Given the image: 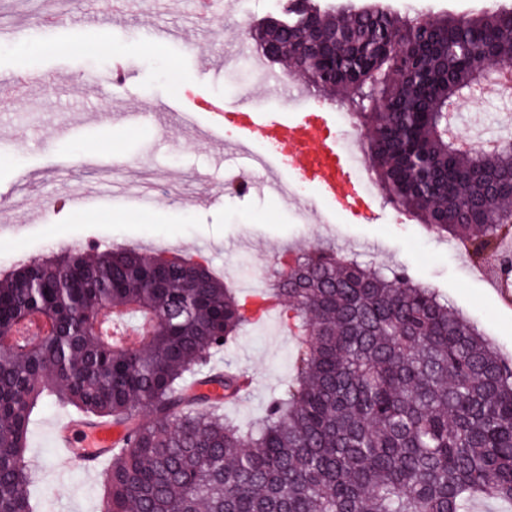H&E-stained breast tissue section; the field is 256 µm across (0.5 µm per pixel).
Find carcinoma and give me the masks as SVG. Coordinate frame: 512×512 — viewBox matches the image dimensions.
Returning <instances> with one entry per match:
<instances>
[{"mask_svg":"<svg viewBox=\"0 0 512 512\" xmlns=\"http://www.w3.org/2000/svg\"><path fill=\"white\" fill-rule=\"evenodd\" d=\"M250 31L308 88L339 94L388 201L472 257L512 233V151L457 150L448 113L512 58V8L400 16L288 0ZM269 302L300 350L288 387L244 429L209 367ZM99 321V331L91 323ZM0 512H35L26 442L43 399L124 424L105 512H472L512 508V365L407 269L330 246L254 300L203 264L108 246L31 259L0 280Z\"/></svg>","mask_w":512,"mask_h":512,"instance_id":"1","label":"carcinoma"}]
</instances>
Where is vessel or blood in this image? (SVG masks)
Here are the masks:
<instances>
[{"instance_id":"obj_1","label":"vessel or blood","mask_w":512,"mask_h":512,"mask_svg":"<svg viewBox=\"0 0 512 512\" xmlns=\"http://www.w3.org/2000/svg\"><path fill=\"white\" fill-rule=\"evenodd\" d=\"M184 122L210 143L224 140L225 124L236 128L240 156L249 167L266 171L268 192L281 193L286 172L312 183L320 198L353 214L370 209L372 197L354 175L352 161L336 146L329 114L310 110L269 112L253 105L220 104L206 112L183 113ZM60 455L87 472L102 473L115 448L121 447L125 430L112 422L92 423L63 416L53 427Z\"/></svg>"}]
</instances>
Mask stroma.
Segmentation results:
<instances>
[{"instance_id":"35a3bbf8","label":"stroma","mask_w":512,"mask_h":512,"mask_svg":"<svg viewBox=\"0 0 512 512\" xmlns=\"http://www.w3.org/2000/svg\"><path fill=\"white\" fill-rule=\"evenodd\" d=\"M284 0H221L195 24V0H135L101 24L80 18V0H0V84L32 76L36 85L0 106V278L23 261L64 249L108 244L180 255L208 266L239 294L266 286L271 254L330 245L390 268L404 267L438 290L512 361V306L479 278L452 241L428 233L382 197L373 216L319 218L290 199L224 188L214 148L187 129L173 109L205 97L283 106L276 89L251 77L240 48L250 30L280 15ZM73 30L50 24L60 11ZM172 32L150 42L146 26ZM98 32L104 48L86 44ZM123 69L125 85L108 76ZM149 111L155 123L113 122L116 112ZM460 136L512 138V103L459 100ZM81 193V208L63 204ZM297 340L280 320L248 328L213 355L216 370L245 373L252 390L223 411L241 425L261 413L288 379ZM64 408L43 400L28 434L26 458L38 512H103L104 482L58 459L52 424Z\"/></svg>"}]
</instances>
